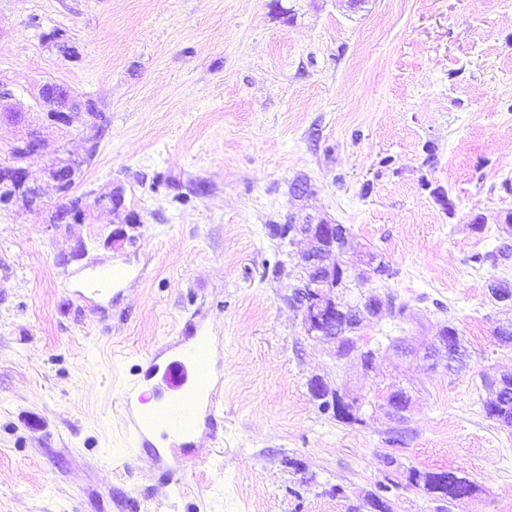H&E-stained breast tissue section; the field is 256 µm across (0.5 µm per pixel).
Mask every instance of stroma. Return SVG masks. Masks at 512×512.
<instances>
[{
  "label": "stroma",
  "mask_w": 512,
  "mask_h": 512,
  "mask_svg": "<svg viewBox=\"0 0 512 512\" xmlns=\"http://www.w3.org/2000/svg\"><path fill=\"white\" fill-rule=\"evenodd\" d=\"M1 82L22 116L0 114V165L29 134L45 147L40 206L0 207V512H354L381 483L393 512H436L412 467L476 484L453 512H512V429L481 404L512 374L493 336L512 309L488 291L512 282V0H0ZM48 83L104 113L94 157L82 106L48 119ZM58 158L80 165L83 223L54 221ZM115 183L140 218L117 244L93 204ZM305 214L349 229L337 262L394 272L345 295L405 308L361 325L371 373L288 301L307 243L272 227ZM447 325L458 369L382 348ZM197 337L214 419L182 457H129L126 383ZM315 377L361 423L319 410ZM394 389L401 422L379 408Z\"/></svg>",
  "instance_id": "obj_1"
}]
</instances>
